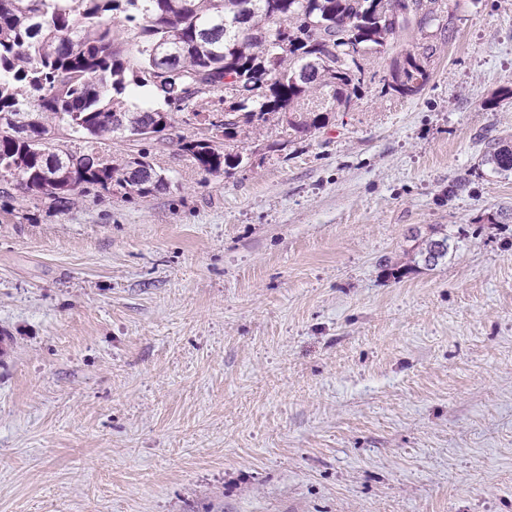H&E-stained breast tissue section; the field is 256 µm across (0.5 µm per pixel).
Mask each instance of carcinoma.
Segmentation results:
<instances>
[{
	"label": "carcinoma",
	"mask_w": 512,
	"mask_h": 512,
	"mask_svg": "<svg viewBox=\"0 0 512 512\" xmlns=\"http://www.w3.org/2000/svg\"><path fill=\"white\" fill-rule=\"evenodd\" d=\"M442 0H5L0 7V193L20 190L64 208L92 189L147 198L173 185L151 151L200 171L244 163L239 137L304 112L354 107L367 55L381 53ZM123 18L127 30L114 28ZM437 45L399 51L384 92L407 98L430 79ZM195 132L187 135L184 128ZM122 147L112 160L105 147ZM481 165L512 176V137H485ZM451 237L415 246L414 266H438Z\"/></svg>",
	"instance_id": "1"
}]
</instances>
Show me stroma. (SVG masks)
I'll return each mask as SVG.
<instances>
[{"instance_id":"stroma-1","label":"stroma","mask_w":512,"mask_h":512,"mask_svg":"<svg viewBox=\"0 0 512 512\" xmlns=\"http://www.w3.org/2000/svg\"><path fill=\"white\" fill-rule=\"evenodd\" d=\"M424 89L282 152L57 209L0 197V512H512V0H447ZM447 233L435 269H399ZM482 166L504 178L512 176V136L499 135L485 137V147L481 156Z\"/></svg>"}]
</instances>
